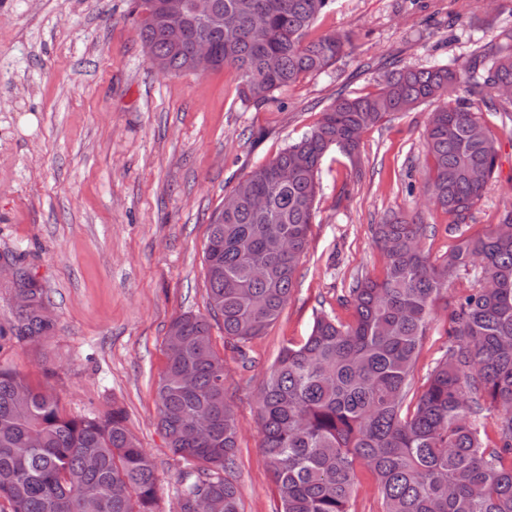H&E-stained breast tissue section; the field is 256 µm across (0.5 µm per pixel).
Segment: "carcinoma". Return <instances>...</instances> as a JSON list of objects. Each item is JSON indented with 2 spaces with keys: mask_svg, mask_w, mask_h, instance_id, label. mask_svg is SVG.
I'll return each instance as SVG.
<instances>
[{
  "mask_svg": "<svg viewBox=\"0 0 512 512\" xmlns=\"http://www.w3.org/2000/svg\"><path fill=\"white\" fill-rule=\"evenodd\" d=\"M332 2L214 0L215 18L188 17L180 45L166 37L162 0H134V12L153 65L172 74L229 67L241 100L258 105L328 71L353 47L347 32L313 35ZM198 37L212 45L204 66L192 56ZM378 85L338 95L311 130L239 181L233 205L209 224L210 313L240 352L261 335L294 288L327 152L352 158L364 131L442 100L425 130L424 192L459 236L433 260L423 240L435 227L424 213L373 225L381 275L349 289L351 321L322 313L302 342L283 348L258 394L260 448L278 512H350L359 467L374 473L383 512H512V208L482 233L459 232L498 169V139L483 113L512 123V27H500L461 69L394 63ZM11 261L19 269L14 292L26 303L9 333L41 344L55 332L43 315L45 291L21 259ZM440 307L448 310V346L415 393V364ZM167 335L178 350L157 382L158 424L186 465L180 512H196L200 500L202 512H240L227 477L239 429L211 324L184 313ZM85 490L97 494L99 512H156V466L124 409L68 416L50 390L0 369V498L11 512H85Z\"/></svg>",
  "mask_w": 512,
  "mask_h": 512,
  "instance_id": "cac0c4a2",
  "label": "carcinoma"
}]
</instances>
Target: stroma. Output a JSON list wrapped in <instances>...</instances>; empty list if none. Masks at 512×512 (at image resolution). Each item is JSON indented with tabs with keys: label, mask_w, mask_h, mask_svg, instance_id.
<instances>
[{
	"label": "stroma",
	"mask_w": 512,
	"mask_h": 512,
	"mask_svg": "<svg viewBox=\"0 0 512 512\" xmlns=\"http://www.w3.org/2000/svg\"><path fill=\"white\" fill-rule=\"evenodd\" d=\"M512 25V0H335L316 31L360 38L328 72L242 101L233 70L164 75L139 37L131 0H0V255L21 256L56 324L44 345L0 337V366L49 383L79 416L120 405L151 455L160 512H177L181 463L158 428L156 386L173 318L207 314L209 224L237 183L319 120L338 94L374 91L375 70L399 62L462 66L476 43ZM436 102L367 130L359 155L329 152L309 243L278 319L237 351L221 318L212 342L240 429L230 474L241 512H275L279 498L258 433L257 395L281 349L316 315L347 322L342 302L360 276H379L371 227L423 212L431 257L453 239L448 217L423 205L424 132ZM499 169L468 233L512 207V130L492 121ZM437 311L414 372L423 380L448 344Z\"/></svg>",
	"instance_id": "1"
}]
</instances>
